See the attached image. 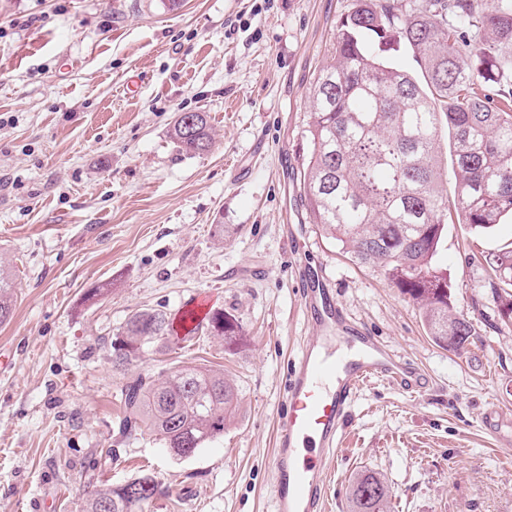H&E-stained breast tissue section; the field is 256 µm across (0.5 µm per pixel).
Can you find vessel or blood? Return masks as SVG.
Masks as SVG:
<instances>
[{
  "label": "vessel or blood",
  "instance_id": "obj_1",
  "mask_svg": "<svg viewBox=\"0 0 512 512\" xmlns=\"http://www.w3.org/2000/svg\"><path fill=\"white\" fill-rule=\"evenodd\" d=\"M314 327L291 363L286 410L278 421L271 483L274 512H326L324 471L316 459L334 452L351 418L355 395L378 377L422 394L423 377L381 341L355 335L327 288L302 294Z\"/></svg>",
  "mask_w": 512,
  "mask_h": 512
}]
</instances>
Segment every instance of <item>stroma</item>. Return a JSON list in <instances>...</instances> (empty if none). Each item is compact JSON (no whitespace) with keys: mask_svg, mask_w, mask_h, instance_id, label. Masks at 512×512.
Listing matches in <instances>:
<instances>
[{"mask_svg":"<svg viewBox=\"0 0 512 512\" xmlns=\"http://www.w3.org/2000/svg\"><path fill=\"white\" fill-rule=\"evenodd\" d=\"M353 3L0 0V263L16 299L0 325V512H82L91 492L143 472L164 489L146 512H273L276 426L312 334L308 274L427 380L416 400L381 380L358 391L319 462L328 512H351L366 471L391 512H512V325L485 262L512 243V223L482 237L447 226L437 262L478 332L457 353L301 202L307 95ZM180 112L206 113L208 152L177 151ZM202 296L239 320L241 345L202 331L113 368L108 343L132 312L174 314ZM185 363L236 385L223 436L188 458L122 439L121 388ZM493 403L492 435L480 422Z\"/></svg>","mask_w":512,"mask_h":512,"instance_id":"35a3bbf8","label":"stroma"}]
</instances>
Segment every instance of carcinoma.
Masks as SVG:
<instances>
[{
    "instance_id": "obj_1",
    "label": "carcinoma",
    "mask_w": 512,
    "mask_h": 512,
    "mask_svg": "<svg viewBox=\"0 0 512 512\" xmlns=\"http://www.w3.org/2000/svg\"><path fill=\"white\" fill-rule=\"evenodd\" d=\"M402 42L419 76L386 53ZM303 163L309 223L318 224L364 265L379 268L418 305L439 346L474 343L473 324L453 314L447 273L435 264L448 220L479 234L512 218V0H355L335 22L328 63L308 98ZM452 138L455 195L441 185L440 133ZM179 151H209L203 112L179 113L170 130ZM502 321L512 322V246L487 259ZM13 280L0 265V324L14 310ZM185 315L131 314L112 340V363L126 367L177 342ZM208 330L238 343L242 326L213 313ZM123 436L147 435L191 457L224 434L238 393L224 374L184 365L162 379L137 375L120 392ZM143 474L92 494L83 512H143L160 494ZM352 512H388L375 472L350 488Z\"/></svg>"
}]
</instances>
